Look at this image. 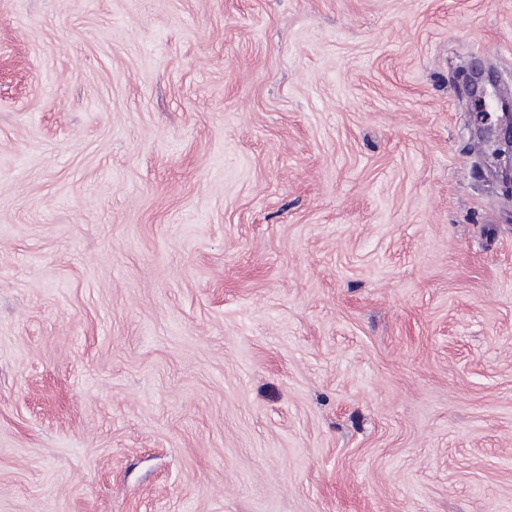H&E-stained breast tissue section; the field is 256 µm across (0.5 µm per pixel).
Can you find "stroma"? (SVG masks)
Returning <instances> with one entry per match:
<instances>
[{"label":"stroma","mask_w":512,"mask_h":512,"mask_svg":"<svg viewBox=\"0 0 512 512\" xmlns=\"http://www.w3.org/2000/svg\"><path fill=\"white\" fill-rule=\"evenodd\" d=\"M512 0H0V512H512ZM502 116L499 119L497 131L488 129L495 134V146L493 151L497 161V168L501 170L503 182L508 183L512 189V102L501 101Z\"/></svg>","instance_id":"1"}]
</instances>
